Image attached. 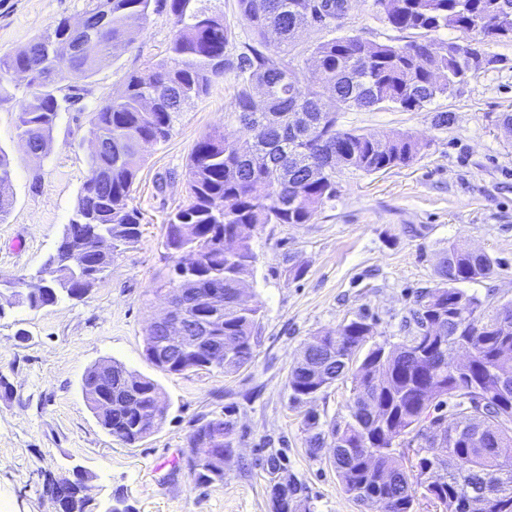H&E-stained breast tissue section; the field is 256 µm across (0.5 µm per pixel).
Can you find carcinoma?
<instances>
[{"label":"carcinoma","instance_id":"1","mask_svg":"<svg viewBox=\"0 0 512 512\" xmlns=\"http://www.w3.org/2000/svg\"><path fill=\"white\" fill-rule=\"evenodd\" d=\"M345 0H235L236 18L251 33L236 48L234 26L212 0H88L84 16L100 26V52L112 43L133 45L151 14L167 12L172 35L166 57L128 73L123 83L90 113L89 133L106 149L91 156V175L84 182L62 237L90 232L112 241L99 266L72 271L71 290L86 296L114 261L140 235L141 212L132 205L133 185L143 163L140 141L169 140L183 107L206 96L234 75L232 100L238 122L250 131L229 139L220 131L194 145L187 172L184 204L168 218L164 246L191 249L197 267L182 276L175 252L163 286L186 280L188 291L224 289V304L201 307L200 321L235 342V351L214 358L189 351L179 364L156 361L157 330H148L145 356L174 374L207 368L226 374L249 364L260 329L261 308L237 300L252 274L257 255L254 232L267 224H306L336 198V171L367 174L406 166L426 144L410 133H364L338 127L339 113L353 108L426 109L493 62L482 49L492 41H512V0H375L388 24L408 38L385 42L345 35L315 44L310 77L299 75L289 57L299 31L326 29L345 15ZM454 29L473 35L464 44L437 40L434 34ZM83 32L70 20H56L29 46V52L0 56V97L9 96L12 75L32 72L16 114L17 134L50 142L63 105L80 99L68 80L87 78L101 65L94 57L65 61L50 53L55 43L74 42ZM12 181L7 153L0 149V223L10 208L5 190ZM495 261L485 253L452 242L437 266V282L417 296L406 326L427 329L411 349L407 341L360 350L375 335L365 314L335 332L312 337L319 363L297 361L285 386L294 405L315 401L334 382H355L343 422L319 423L310 411L305 422L313 453L333 449L334 466L344 492L369 505L379 499L389 512H418L420 499H434L438 512H512V396L501 398L502 381L512 384V311L469 294L454 282H477L493 275ZM65 291L53 282L29 298L35 310L58 302ZM475 351L471 377L451 364L456 348ZM95 364L82 378V392L100 426L111 436L134 445L157 430L167 404L158 384L117 361ZM112 388V416H101L94 393ZM418 445L408 459L396 442ZM237 432L232 409L200 418L188 436L186 467L197 485L224 481V472L200 470L208 448L224 449L231 459ZM489 488L498 500L492 511L474 497ZM288 495L291 512H313L305 487L294 476H281L271 498ZM65 512H94L95 505L69 485Z\"/></svg>","mask_w":512,"mask_h":512}]
</instances>
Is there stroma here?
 <instances>
[{
	"instance_id": "obj_1",
	"label": "stroma",
	"mask_w": 512,
	"mask_h": 512,
	"mask_svg": "<svg viewBox=\"0 0 512 512\" xmlns=\"http://www.w3.org/2000/svg\"><path fill=\"white\" fill-rule=\"evenodd\" d=\"M87 0H0V55L24 49L58 18L82 16ZM167 13L152 14L138 41L117 48L95 73L77 80L78 108L61 113L48 154L36 159L15 126L18 97L0 99V148L10 159L11 206L0 223V276L30 278L53 253L90 175L91 110L130 71L161 59L171 38ZM358 34L394 37L374 0H352L335 28L304 30L294 65L306 74L304 52L315 43ZM494 64L437 98L430 110H349L339 126L366 133L409 132L427 142L408 166L367 174H336L338 194L306 224H268L252 244L258 255L246 294L261 307V334L252 362L233 374L221 369L171 374L145 357L151 320L165 308L156 279L168 262L165 224L186 195L194 144L219 130L248 132L235 119L229 90L216 84L188 105L169 141L147 146L133 186L143 216L141 236L118 255L109 274L80 300L38 310L7 308L0 317V512H56L46 475L82 467L91 496L123 491L135 512H272L270 460L304 483L314 512H375L348 497L328 451L311 455L305 414L321 423L347 414L352 381L337 380L311 407L288 400V372L317 333L336 331L365 313L376 322L374 343L402 342L403 321L417 295L433 286L443 249L466 242L497 263L495 274L467 283V292L512 303V137L501 115L512 113V42H491ZM453 115L445 128L434 112ZM303 263L301 277L289 273ZM26 340H18V330ZM115 359L154 380L168 403L164 423L133 445L98 424L81 391L85 371ZM233 407L238 443L224 480L191 482L181 459L198 418Z\"/></svg>"
}]
</instances>
